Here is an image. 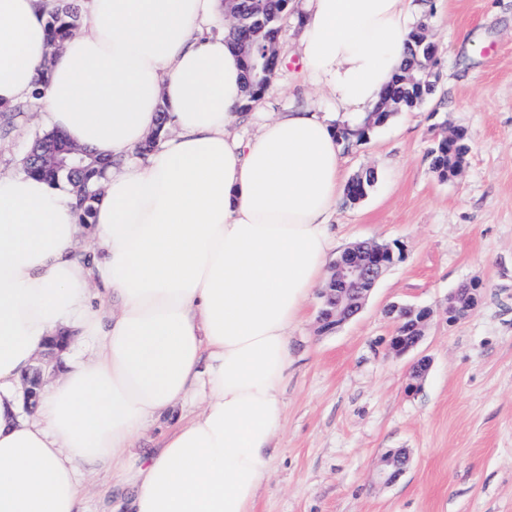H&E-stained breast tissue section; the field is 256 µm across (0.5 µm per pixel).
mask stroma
<instances>
[{
    "instance_id": "35a3bbf8",
    "label": "stroma",
    "mask_w": 512,
    "mask_h": 512,
    "mask_svg": "<svg viewBox=\"0 0 512 512\" xmlns=\"http://www.w3.org/2000/svg\"><path fill=\"white\" fill-rule=\"evenodd\" d=\"M415 16L438 46L435 89L342 152L345 178L371 167L378 180L330 220L337 251L374 239L402 257L333 333H320L310 297L291 331L284 428L254 512H512V0H418ZM301 35L289 14L283 65L232 136L248 139L269 114L299 106L345 123L329 91L304 76ZM451 127L468 131L472 149L461 176L442 180L428 151ZM42 129L37 112L17 118L0 135V169L18 170ZM471 279L483 284L479 306L448 324L449 293ZM393 303L433 312L415 353L388 347ZM420 356L431 366L412 390ZM390 448L411 461L382 486L375 464Z\"/></svg>"
}]
</instances>
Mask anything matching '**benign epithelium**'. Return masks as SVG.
<instances>
[{
  "label": "benign epithelium",
  "instance_id": "1",
  "mask_svg": "<svg viewBox=\"0 0 512 512\" xmlns=\"http://www.w3.org/2000/svg\"><path fill=\"white\" fill-rule=\"evenodd\" d=\"M278 44L277 39L264 47L249 40L241 42L242 54L250 61V71L259 70L267 76L275 74L281 65ZM393 256L394 251L390 246L375 242L366 248H351L343 254L333 266L328 287L323 289L324 301L319 310L321 330L332 331L362 311L370 292L383 271L388 268ZM470 284L471 289L466 300H459L454 293L448 295V325L461 321L477 306L481 283L472 280ZM387 313L398 325L406 318L411 319L409 335L402 336L395 332L390 337L391 351L401 356L414 350L425 336L432 311L423 306L396 303L387 309ZM59 347V343L50 344L44 358L38 361L32 375L27 378L25 393L28 404L32 405L36 401L42 374L53 363L55 349ZM429 367L430 360L425 356L413 362L410 367L409 388L416 387V381L427 374ZM409 460L410 454L405 448L385 452L376 465L378 484L390 485L396 482L405 473Z\"/></svg>",
  "mask_w": 512,
  "mask_h": 512
}]
</instances>
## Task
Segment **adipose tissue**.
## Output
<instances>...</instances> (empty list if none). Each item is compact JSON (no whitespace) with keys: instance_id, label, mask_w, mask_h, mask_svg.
<instances>
[{"instance_id":"obj_1","label":"adipose tissue","mask_w":512,"mask_h":512,"mask_svg":"<svg viewBox=\"0 0 512 512\" xmlns=\"http://www.w3.org/2000/svg\"><path fill=\"white\" fill-rule=\"evenodd\" d=\"M81 4L55 52L59 0H0V111L41 90L47 128L125 162L86 226L70 185L0 172V512H86L87 467L111 472L126 512H253L285 420L289 331L325 283L345 184L335 129L299 109L230 137L244 85L224 0ZM413 13L304 0L301 59L337 112L373 110ZM163 112L172 134L136 155ZM58 336V376L25 406L23 378ZM187 403L135 453L146 423Z\"/></svg>"}]
</instances>
